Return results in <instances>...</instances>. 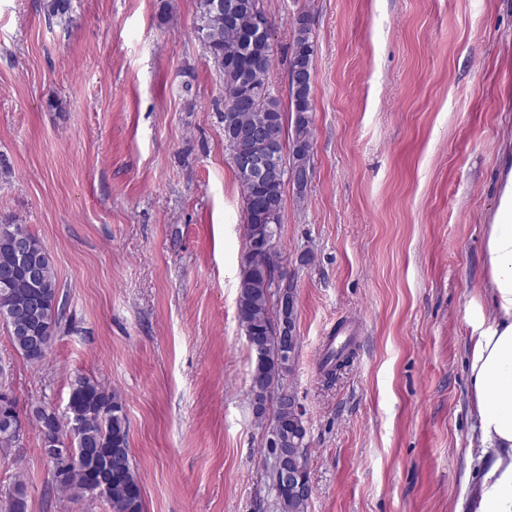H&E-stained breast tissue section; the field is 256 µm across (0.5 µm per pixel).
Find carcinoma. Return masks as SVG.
I'll return each instance as SVG.
<instances>
[{
	"mask_svg": "<svg viewBox=\"0 0 512 512\" xmlns=\"http://www.w3.org/2000/svg\"><path fill=\"white\" fill-rule=\"evenodd\" d=\"M213 0H196L195 28L204 50L224 82V106L220 119L224 128L267 125L280 136H288L289 157L278 146L273 167L303 163L313 148V105L306 93L288 89L289 112L286 118L281 102L272 93L269 82L271 51L262 45V37L253 30L248 10H243L235 27L224 24V14L212 6ZM293 40L289 69H312L314 41L309 14L300 9L292 18ZM231 155L243 158L264 157L271 146L257 139H243L228 145ZM244 193V237L277 238L281 224L284 182L274 176L258 185L244 172L236 171ZM25 238L32 244L30 260L39 268L36 284L19 274L12 286L0 287V323L6 327L15 350L31 362H40L45 354L34 349L31 336L41 333L53 341L63 318L59 288L51 256L43 241L26 225L13 217L0 220V266L10 260L13 241ZM237 315L243 329L267 345V357L254 360L250 377V404L273 403L271 417L256 413L267 431L276 433L279 448L287 451L295 431L294 415L288 410L289 393L282 381L291 373L294 360L283 354L274 328L279 320L276 310L281 291L292 290L283 281H275L269 257L260 249L249 260L241 261ZM79 426L72 436L58 424L59 413L46 405H33L29 416L41 443L70 440L55 452L44 448L53 465L57 491H77L91 498L97 495L99 476L108 469L111 492L104 499L111 512H144L142 488L131 463L129 428L122 402L92 377L78 375L70 382L66 406ZM280 484L277 497L280 512H307L308 502L294 498L288 486ZM5 512H27L26 487L14 484L4 506Z\"/></svg>",
	"mask_w": 512,
	"mask_h": 512,
	"instance_id": "carcinoma-1",
	"label": "carcinoma"
}]
</instances>
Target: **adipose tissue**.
I'll list each match as a JSON object with an SVG mask.
<instances>
[{
	"mask_svg": "<svg viewBox=\"0 0 512 512\" xmlns=\"http://www.w3.org/2000/svg\"><path fill=\"white\" fill-rule=\"evenodd\" d=\"M490 286L475 297L489 319L470 342L476 467L467 469L455 512H512V181L485 234Z\"/></svg>",
	"mask_w": 512,
	"mask_h": 512,
	"instance_id": "obj_1",
	"label": "adipose tissue"
}]
</instances>
